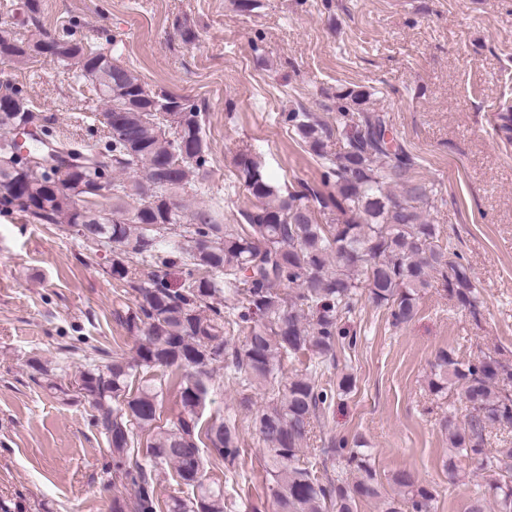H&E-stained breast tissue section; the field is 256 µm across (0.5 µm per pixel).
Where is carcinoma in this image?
Returning <instances> with one entry per match:
<instances>
[{
  "mask_svg": "<svg viewBox=\"0 0 512 512\" xmlns=\"http://www.w3.org/2000/svg\"><path fill=\"white\" fill-rule=\"evenodd\" d=\"M39 43L40 56L91 83L112 132L80 147L32 108L5 106L27 97L11 83L0 86V203L65 224L109 252L110 275L136 293L126 315L135 355L100 349L105 360L71 381L95 412L115 472L134 488L130 498L112 499V512H224V487L208 469L233 465L242 448L236 415L203 419L217 364L227 382L268 395L252 425L273 512H357L361 501L381 512H433V491L407 469L387 478L395 495L383 494L361 434L325 449L345 459L334 481H323L317 462L303 459L319 413L334 394L355 387L350 373H341L334 389L320 381L335 365L337 344L357 346L361 331L350 317L362 294L399 326L417 316L420 293L439 278L451 298L479 314L470 267L439 245L440 225L419 208L429 204L431 189L416 178L418 162L388 114L371 107L370 90L340 88L330 124L312 112L283 114L288 131L322 161V191L284 193L259 156L238 153V180L256 203L241 212L244 223L226 224L217 201L193 209L178 201L202 193L208 178L193 102L147 89L135 71L84 38L0 36V61L24 64ZM101 184L112 198L107 212L95 207ZM179 264L174 288L166 270ZM142 266L153 268L145 280ZM221 297L224 304L215 303ZM236 332L243 334L238 345ZM299 355L311 365L285 375L283 360ZM151 370L160 378H143ZM511 387V366L491 355L463 362L446 350L429 380L433 394L454 392L471 408L462 425L451 411L445 419L451 451L478 460L487 474L468 512H512V442L486 451L490 429L512 428ZM172 390L178 412L160 424ZM163 467L191 497L156 499L154 474Z\"/></svg>",
  "mask_w": 512,
  "mask_h": 512,
  "instance_id": "carcinoma-1",
  "label": "carcinoma"
}]
</instances>
